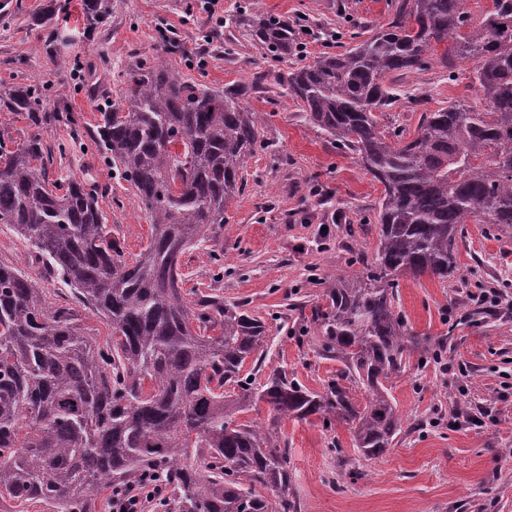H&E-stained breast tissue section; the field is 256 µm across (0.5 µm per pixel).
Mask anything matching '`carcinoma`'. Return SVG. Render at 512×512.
<instances>
[{"mask_svg": "<svg viewBox=\"0 0 512 512\" xmlns=\"http://www.w3.org/2000/svg\"><path fill=\"white\" fill-rule=\"evenodd\" d=\"M85 2L92 23H106L105 0ZM232 24L276 62L296 51L286 18L247 8ZM441 44V67L473 63L481 107L450 101L422 113L413 137L386 133L376 116L395 100L386 80L425 69ZM124 78L95 142L150 218L132 262L95 189L75 176L64 188L49 180L53 153L38 129L74 125L73 115L46 111L36 84L0 92V109L37 128L13 149L0 144V224L26 241L41 278L69 292L60 305L38 279L0 263V506L100 512L114 491L140 484L160 489L168 512H298L281 421H342L363 458L384 455L403 427L385 382L421 345L396 310L395 278L458 275L463 224L512 229V0H493L477 20L463 0H401L366 39L277 74L306 119L381 187L372 259L326 278L312 309L323 350L344 364L322 394L284 368L254 385L243 369L268 356L265 322L220 294L184 292L185 253L208 243L224 270L215 228L228 223L260 146L244 86L188 83L139 55ZM81 310L106 323L105 343L82 332ZM354 385L369 392L361 408ZM260 402L266 425L235 422Z\"/></svg>", "mask_w": 512, "mask_h": 512, "instance_id": "obj_1", "label": "carcinoma"}]
</instances>
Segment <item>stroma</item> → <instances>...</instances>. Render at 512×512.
<instances>
[{
    "mask_svg": "<svg viewBox=\"0 0 512 512\" xmlns=\"http://www.w3.org/2000/svg\"><path fill=\"white\" fill-rule=\"evenodd\" d=\"M53 26L35 24L48 0H9L0 10V91L17 84L47 90L46 109L66 107L76 127H46L54 151L50 178L77 176L98 192L106 222L126 258L146 246L150 219L128 183L105 165L93 133L100 113L120 102L122 73L135 55L164 60L184 78L214 89L248 84L244 98L260 121L261 145L243 170L244 189L218 230L224 275L208 256L184 257L185 290L218 289L246 303L277 333L257 382L278 367L308 390L324 392L343 365L325 356L319 327L293 304H316L327 273L351 271L356 255L372 257L380 188L352 154L326 138L276 82L274 62L231 18L239 8L288 18L296 29L295 59L309 63L339 51L355 33L387 24L397 0H109L108 25L92 26L82 0H55ZM178 39L166 46L162 33ZM457 80L437 63L393 78L399 94L379 121L387 131L415 132L421 113L454 99L474 101L469 66ZM261 89H252L257 74ZM461 279L403 276L397 306L408 329L441 344L439 360L412 354L390 378L391 400L404 416L401 434L376 460L344 474L338 455L357 456L349 426L316 417L282 422L288 468L302 512H512V234L464 225L458 238ZM486 302H479L477 292ZM482 309L479 323L467 314Z\"/></svg>",
    "mask_w": 512,
    "mask_h": 512,
    "instance_id": "stroma-1",
    "label": "stroma"
}]
</instances>
